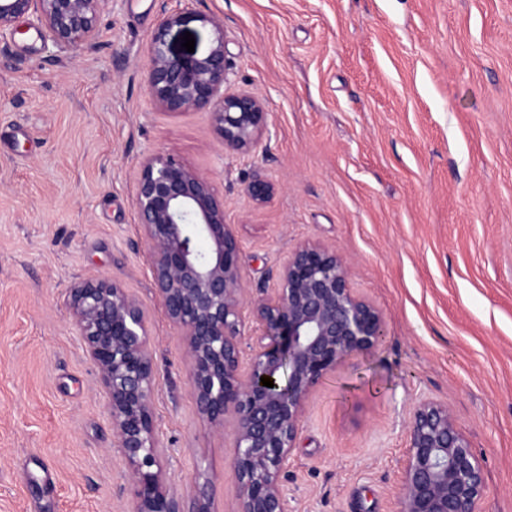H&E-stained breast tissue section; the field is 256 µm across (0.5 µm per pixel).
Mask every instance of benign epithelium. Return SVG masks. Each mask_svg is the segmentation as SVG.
Masks as SVG:
<instances>
[{"label":"benign epithelium","mask_w":512,"mask_h":512,"mask_svg":"<svg viewBox=\"0 0 512 512\" xmlns=\"http://www.w3.org/2000/svg\"><path fill=\"white\" fill-rule=\"evenodd\" d=\"M109 2L0 0V36L12 34L15 19L33 12L58 52L92 50ZM193 21L213 27L209 52L173 53L167 36ZM147 82L153 102L171 114L209 110L216 134L233 151L250 152L267 129L261 97L224 89V28L204 15L163 13L151 39ZM273 191L261 177L247 186L259 203ZM133 206L153 287L183 336L197 413L233 435L235 512H285L283 480L310 398L346 359L381 344L383 314L352 287L347 259L317 241L288 253L274 288L250 291L224 201L206 175L169 154L141 159ZM65 305L99 373L116 448L129 472L133 512H214L210 478L198 474L187 503L164 467L153 412L155 348L144 303L121 284L95 278L69 288ZM247 320L259 334L245 347ZM263 376L274 387L264 386ZM406 436L401 512H483V465L448 404L416 402Z\"/></svg>","instance_id":"7a95c632"}]
</instances>
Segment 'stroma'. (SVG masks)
I'll list each match as a JSON object with an SVG mask.
<instances>
[{
    "mask_svg": "<svg viewBox=\"0 0 512 512\" xmlns=\"http://www.w3.org/2000/svg\"><path fill=\"white\" fill-rule=\"evenodd\" d=\"M224 25L226 87L263 98L250 153L207 111L147 87L163 11ZM0 39V512H132L106 397L64 304L105 278L143 301L154 420L177 494L197 473L235 512L229 435L196 413L182 338L152 285L133 207L140 159L207 175L249 288L299 242L349 261L385 336L313 396L287 512H400L414 403H447L485 465L484 512H512V0H112L99 49L51 56L34 15ZM275 187L265 203L247 186Z\"/></svg>",
    "mask_w": 512,
    "mask_h": 512,
    "instance_id": "stroma-1",
    "label": "stroma"
}]
</instances>
